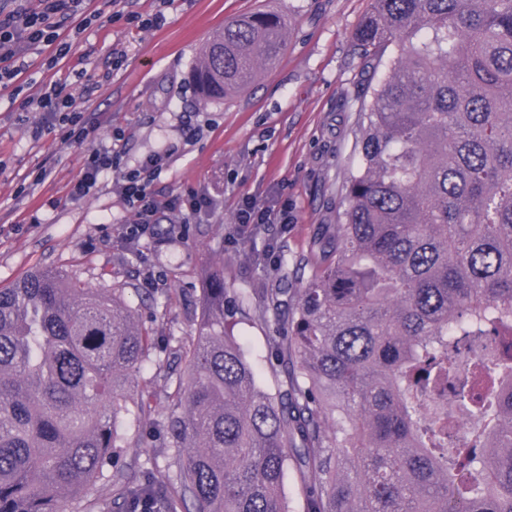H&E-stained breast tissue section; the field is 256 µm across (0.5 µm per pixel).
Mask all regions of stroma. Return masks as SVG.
<instances>
[{
	"label": "stroma",
	"mask_w": 512,
	"mask_h": 512,
	"mask_svg": "<svg viewBox=\"0 0 512 512\" xmlns=\"http://www.w3.org/2000/svg\"><path fill=\"white\" fill-rule=\"evenodd\" d=\"M372 0H85L64 33L67 63L25 52L22 92L0 87V288L42 267L92 288L126 289L125 300L158 342L194 328L209 270L254 293L296 287L290 279L310 239L342 212V188L358 163L354 130L367 94L353 36ZM274 11L286 19L279 60L236 96L206 100L191 74L199 52L227 18ZM74 101L94 139L85 146L52 131L30 133L27 107L43 85ZM118 140H111V133ZM112 146L116 168L80 200L70 195L87 151ZM149 156L160 205L154 234L123 235L136 208L122 196L128 171ZM279 214L272 224L236 220L246 202ZM243 350L264 385L281 377L267 362L271 327L240 324ZM129 475L174 471L158 453L159 431L123 425Z\"/></svg>",
	"instance_id": "1"
}]
</instances>
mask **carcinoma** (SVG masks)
Listing matches in <instances>:
<instances>
[{
	"label": "carcinoma",
	"instance_id": "1",
	"mask_svg": "<svg viewBox=\"0 0 512 512\" xmlns=\"http://www.w3.org/2000/svg\"><path fill=\"white\" fill-rule=\"evenodd\" d=\"M284 22H224L193 77L220 100L274 64ZM354 44L393 55L359 112L358 165L293 269L299 288L254 304L212 272L171 378L125 289L36 269L0 288V512H512V0H373ZM273 326L259 388L229 320ZM478 355L470 368L448 334ZM452 402L477 424L457 445ZM336 414L334 427L326 412ZM165 431L178 473L130 478L112 459L125 420ZM285 491L288 496V508L290 512H303L304 498L298 475L292 468L288 470L285 477Z\"/></svg>",
	"mask_w": 512,
	"mask_h": 512
}]
</instances>
